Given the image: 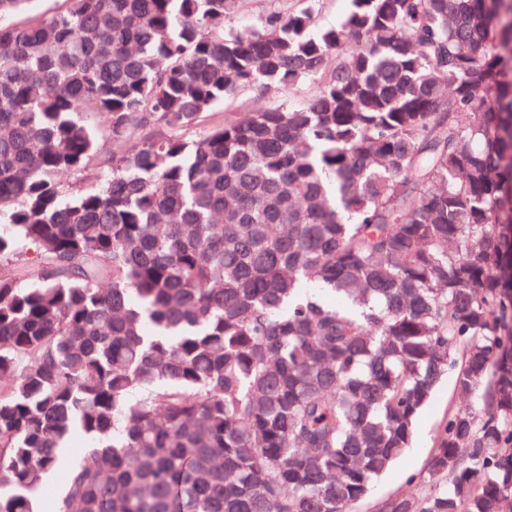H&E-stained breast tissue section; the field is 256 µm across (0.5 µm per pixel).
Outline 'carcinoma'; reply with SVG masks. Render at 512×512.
Listing matches in <instances>:
<instances>
[{
	"label": "carcinoma",
	"instance_id": "1",
	"mask_svg": "<svg viewBox=\"0 0 512 512\" xmlns=\"http://www.w3.org/2000/svg\"><path fill=\"white\" fill-rule=\"evenodd\" d=\"M29 2L0 0V512H347L450 373L479 406L381 512H499L512 0H351L319 29L236 28L243 0L11 21ZM107 140L97 188L59 180Z\"/></svg>",
	"mask_w": 512,
	"mask_h": 512
}]
</instances>
